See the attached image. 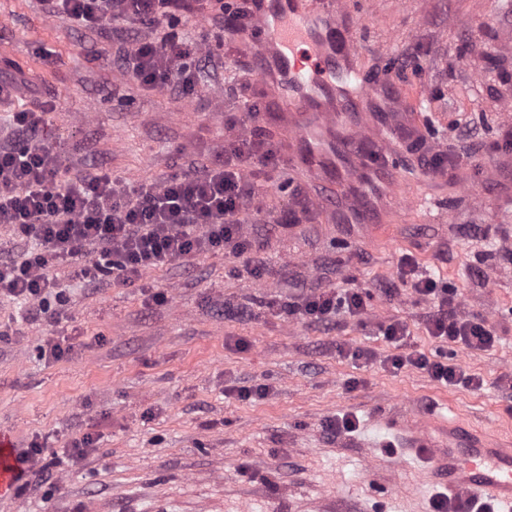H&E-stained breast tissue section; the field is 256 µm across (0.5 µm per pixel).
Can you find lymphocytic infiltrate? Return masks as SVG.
I'll return each instance as SVG.
<instances>
[{"instance_id": "obj_1", "label": "lymphocytic infiltrate", "mask_w": 512, "mask_h": 512, "mask_svg": "<svg viewBox=\"0 0 512 512\" xmlns=\"http://www.w3.org/2000/svg\"><path fill=\"white\" fill-rule=\"evenodd\" d=\"M49 16H61L79 27L104 28L106 23L138 24L143 32L125 40L118 63L140 85L189 95L196 91L200 63L213 62L216 46L208 35L193 39L176 30V13L194 16L217 10L221 26L241 24L245 9H231L223 0H38ZM229 131L224 154L203 166L190 167L160 182L126 183L101 167L78 173L57 184L60 155L44 143L42 111L14 113L8 138L0 141V224L14 226L20 236L37 241L27 258L0 259V295L21 305V319L36 322L50 310L48 297L56 286L46 269L89 258L80 275L88 288L116 280L128 282L146 271L175 260L212 250L245 254L251 241L243 232L246 217L256 209L258 192L249 179L253 164L280 168L281 158L257 131ZM398 271L409 278L412 293L429 301L425 318L428 336L488 351L497 338L485 322L462 317L455 296L429 274L419 272L409 257ZM288 315L326 322L337 315H362L366 303L354 288L315 291L283 305ZM384 339L397 347L387 357L391 370L411 366L441 385L479 386L480 381L458 366L422 354L402 353L409 335L403 320L381 325ZM86 436L69 448L45 450L31 442L21 456L24 464L48 459L64 469L80 460L92 446Z\"/></svg>"}]
</instances>
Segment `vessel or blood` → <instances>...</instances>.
<instances>
[{
  "mask_svg": "<svg viewBox=\"0 0 512 512\" xmlns=\"http://www.w3.org/2000/svg\"><path fill=\"white\" fill-rule=\"evenodd\" d=\"M249 30L261 43L255 77L277 107L290 162L319 186L315 202L335 200V185L324 182L326 164L335 161L350 180L390 171L388 194L398 197L405 147L390 132L404 105L387 95L384 72L362 68L357 24L342 0H254ZM386 427L446 490L484 496L512 512V445L451 418L415 427L398 415Z\"/></svg>",
  "mask_w": 512,
  "mask_h": 512,
  "instance_id": "obj_1",
  "label": "vessel or blood"
}]
</instances>
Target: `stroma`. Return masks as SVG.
<instances>
[{"label":"stroma","instance_id":"stroma-1","mask_svg":"<svg viewBox=\"0 0 512 512\" xmlns=\"http://www.w3.org/2000/svg\"><path fill=\"white\" fill-rule=\"evenodd\" d=\"M363 66L417 50L422 72L393 82L419 101L416 121L460 155L442 182L416 158L402 197L422 209L353 231L327 208L279 218L312 182L295 169L260 176V212L246 224L248 258L188 257L134 282L84 290L80 262L60 270L59 321L19 322L0 299V434L13 457L31 441L71 447L80 462L0 496V512H431L438 492L423 463L402 454L384 421L446 410L468 428L512 439V0H350ZM120 38L44 15L35 0H0V79L22 81L0 118L46 109L47 145L64 181L100 165L125 182L160 181L224 148V120L258 104L245 59L205 67L195 94L135 83L116 64ZM52 50L44 60L42 50ZM465 174L466 185L456 177ZM409 254L451 290L461 313L497 336L487 352L430 338L429 311L397 267ZM262 269L250 278L244 260ZM356 288L365 317L317 324L282 302L319 288ZM410 330L407 351L444 356L481 381L442 386L413 367L392 372L396 349L379 323ZM67 337L61 359L43 357ZM266 384L268 396L240 389ZM352 413L359 427L327 435Z\"/></svg>","mask_w":512,"mask_h":512}]
</instances>
